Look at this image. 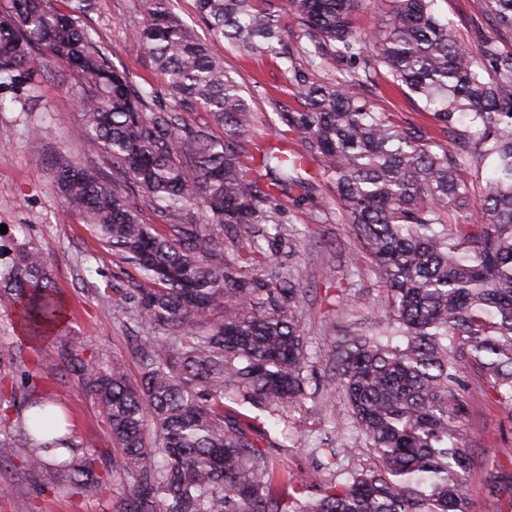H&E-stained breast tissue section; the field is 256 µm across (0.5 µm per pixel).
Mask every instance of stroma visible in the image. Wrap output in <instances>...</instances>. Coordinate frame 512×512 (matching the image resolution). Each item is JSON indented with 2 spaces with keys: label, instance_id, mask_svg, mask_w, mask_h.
<instances>
[{
  "label": "stroma",
  "instance_id": "obj_1",
  "mask_svg": "<svg viewBox=\"0 0 512 512\" xmlns=\"http://www.w3.org/2000/svg\"><path fill=\"white\" fill-rule=\"evenodd\" d=\"M441 17L448 19L462 44L473 56H480L483 40L496 35L484 17L481 0H438ZM142 0H98L96 10L86 20L96 40L111 52L113 64L130 72L142 86L161 90L160 102L172 105L168 92L161 89V76L151 56L133 49L127 34L142 20ZM215 53L223 58L245 88L256 112L277 123L279 106H295L285 74V62L275 55L244 57L214 43ZM40 101L36 111L13 107L0 112V246L14 248L25 243L45 247L50 252L53 281L66 307V329L58 336L34 343L15 327V308L7 297H0V346L11 350L20 369H31L34 360L53 358L51 372L38 378L68 419L76 439L92 442L99 467H107L113 452L109 422L94 395L73 372L67 353L106 363L123 360L131 379H138L141 362L132 339L142 330L123 320L112 310L113 290L127 289L140 281L137 269L123 263L111 250L100 245L89 233L80 214L68 208L54 187L53 165L65 157L96 170L102 180L111 181L112 166L98 152L75 139L73 132L81 116L75 104L71 81L64 68L38 77ZM370 106L391 113L396 121H423V105L407 89L393 90L385 96L368 95ZM40 129L42 148L32 152L28 136ZM295 221L302 234L300 260L280 257L282 266L298 265L308 288L322 287L329 271L344 270L356 244L345 221L310 223L304 212ZM474 391L470 399V423L463 434L474 448L479 468L468 485L472 512H494V497L486 487L482 467L512 461V418L495 398L477 391L475 374L464 377ZM312 412L292 413L288 420L284 463L297 476L308 471V448L312 445ZM10 488V496L0 498V512H114L117 499L127 491L121 481L92 497L70 495L57 471L36 475L21 473L13 449L0 445V487Z\"/></svg>",
  "mask_w": 512,
  "mask_h": 512
}]
</instances>
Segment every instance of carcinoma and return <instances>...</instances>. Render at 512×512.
<instances>
[{"label": "carcinoma", "mask_w": 512, "mask_h": 512, "mask_svg": "<svg viewBox=\"0 0 512 512\" xmlns=\"http://www.w3.org/2000/svg\"><path fill=\"white\" fill-rule=\"evenodd\" d=\"M65 3V9L57 2ZM362 0H195L211 33L248 55L290 66L298 107L278 113L286 134L260 136L259 117L210 43L173 11L144 0L129 43L147 52L176 107L112 65L85 28L96 0H7L0 5V107L34 98V76L66 68L80 105L76 137L112 165L107 183L89 168L56 163L55 185L100 243L136 268L140 283L112 296V310L147 329L140 379L120 360L80 357L75 369L112 430L114 477L131 479L117 512H471L467 478L477 465L461 440L477 371L512 415V52L485 46L477 65L437 0H391L371 30L354 29ZM499 36L512 39V0H481ZM296 40L288 41V21ZM406 87L431 123H395L364 93ZM200 106L222 135L181 112ZM316 166L346 217L361 260L325 289L323 325L334 391L316 380L302 318L300 274L252 254L299 253L291 208L326 218ZM482 186L477 206L459 223ZM165 228L145 224L126 188ZM383 284L370 322L342 321L363 296L354 279ZM0 293L32 340L57 335L65 307L48 253L17 247ZM343 419L328 412L334 402ZM274 425L307 407L318 442L308 476L291 483ZM53 399L33 385L0 394V436L20 468L59 470L69 489L101 491L95 458L71 439ZM496 512H512V468L485 469Z\"/></svg>", "instance_id": "cac0c4a2"}]
</instances>
